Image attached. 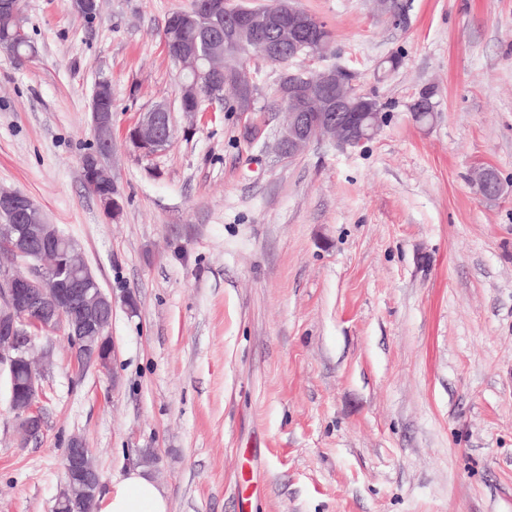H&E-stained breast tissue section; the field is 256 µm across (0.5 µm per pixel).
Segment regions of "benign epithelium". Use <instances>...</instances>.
<instances>
[{"mask_svg":"<svg viewBox=\"0 0 512 512\" xmlns=\"http://www.w3.org/2000/svg\"><path fill=\"white\" fill-rule=\"evenodd\" d=\"M377 13L392 25L407 23L404 10L391 9V0H373ZM68 8L92 19L99 12L97 0H69ZM216 0L204 5L211 14L208 42L227 46L259 43L260 57L288 73L278 85L280 98L288 103L287 121L276 140L278 157H294L315 140L327 139L340 148H356L372 139L384 125L382 113L372 111L378 99L360 93L350 71L328 66L309 74L293 63L303 57H322L331 44L320 36L322 21L299 8L296 0H278L276 9L238 7L222 16ZM93 149L85 155L87 177L97 181L111 173L106 159L112 153V109L93 91L90 102ZM172 127L169 109L155 104L141 114L126 139L133 152L150 157L162 151ZM477 193L487 201L500 194L499 178L492 169L479 171L473 180ZM0 238L10 241V261L0 263V372L8 374L9 404L18 422L25 424L24 438L36 436L43 417L36 407L40 388L37 368L38 336L64 332L76 364H93L108 374L112 366V340L108 318L112 295L100 285L90 267L83 263L74 240L62 241L60 228L49 223L46 214L17 190L0 191ZM65 485L56 499L70 509L97 495L100 472L89 449L79 439L70 441L63 458Z\"/></svg>","mask_w":512,"mask_h":512,"instance_id":"benign-epithelium-1","label":"benign epithelium"}]
</instances>
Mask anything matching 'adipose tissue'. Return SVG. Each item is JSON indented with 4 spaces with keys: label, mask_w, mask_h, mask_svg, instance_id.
I'll return each mask as SVG.
<instances>
[{
    "label": "adipose tissue",
    "mask_w": 512,
    "mask_h": 512,
    "mask_svg": "<svg viewBox=\"0 0 512 512\" xmlns=\"http://www.w3.org/2000/svg\"><path fill=\"white\" fill-rule=\"evenodd\" d=\"M97 512H169V499L146 469L130 471L99 497Z\"/></svg>",
    "instance_id": "obj_1"
}]
</instances>
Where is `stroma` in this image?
Wrapping results in <instances>:
<instances>
[{"label": "stroma", "instance_id": "35a3bbf8", "mask_svg": "<svg viewBox=\"0 0 512 512\" xmlns=\"http://www.w3.org/2000/svg\"><path fill=\"white\" fill-rule=\"evenodd\" d=\"M299 4L388 118L283 160L275 113L256 140L247 113L176 111L160 31L193 0H100L92 21L24 0L36 53L0 54V187L77 241L113 352L106 376L46 339L23 444L0 377V512H53L73 437L107 488L151 452L170 512H512V0H407L403 28L370 0ZM102 79L111 220L80 163ZM160 101L174 140L138 157L125 134ZM472 185L477 193L487 201H495L500 194L499 178L492 169L479 171Z\"/></svg>", "mask_w": 512, "mask_h": 512}]
</instances>
